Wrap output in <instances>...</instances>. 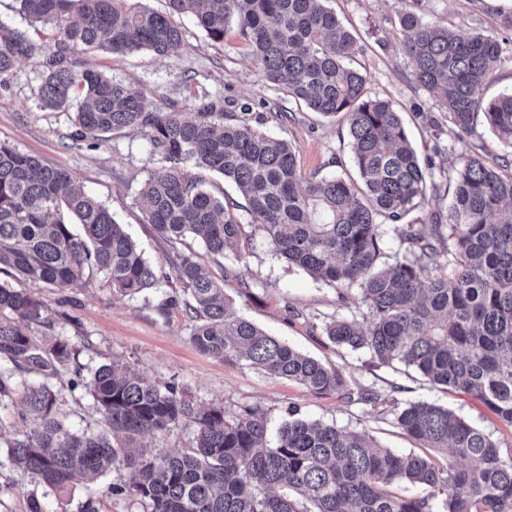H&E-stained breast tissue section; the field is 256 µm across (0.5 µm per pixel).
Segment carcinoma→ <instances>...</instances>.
Returning <instances> with one entry per match:
<instances>
[{
	"label": "carcinoma",
	"mask_w": 512,
	"mask_h": 512,
	"mask_svg": "<svg viewBox=\"0 0 512 512\" xmlns=\"http://www.w3.org/2000/svg\"><path fill=\"white\" fill-rule=\"evenodd\" d=\"M18 2L20 12L54 30L37 98L45 109L70 113V139L94 147L109 133L146 131L162 166L135 201L176 250V278L196 319L190 341L200 352L294 380L317 395H352L338 369L238 315L224 280L177 252L193 236L211 254L244 261L238 203L213 195L203 177L185 170L188 161L235 185L248 224L288 263L339 290H358L363 321L327 323L331 342L368 354L379 367H411L512 428V157H461L448 168V210H427L433 174L421 166L401 112L369 95L366 78L350 66L357 42L326 0H166L165 13L142 0ZM73 9L77 19L69 22ZM185 14L218 42L236 22L266 82L314 112L346 114L361 185L303 177L287 141L224 121L220 100L204 98L192 112L175 104L151 111L136 85L78 69V49L176 52L183 45L177 18ZM400 24L415 83L440 94L455 137H474L481 115L512 149V93L485 96L502 61L497 37L450 32L411 12ZM35 50L26 33L0 21V84ZM386 220L401 253L391 264L379 263ZM75 224L82 233L72 231ZM2 266L35 283L75 287L97 272L112 292L131 298L162 279L109 209L73 186L67 171L0 140ZM41 319L33 293L0 285V361L31 370L71 361L66 340L42 348L22 329ZM80 385L102 428L65 425L57 394L44 383L21 396L33 427L6 443L11 466L56 492L78 476L95 481L122 470V483L107 493L137 499L144 512H512V448L435 403L407 404L395 424L445 453L444 465L294 416L270 446L261 408L229 414L220 405L204 407L119 360L99 366L88 381L76 372L72 388ZM178 426L192 428L187 447L160 455L140 450L142 438ZM408 485L424 495L404 494Z\"/></svg>",
	"instance_id": "carcinoma-1"
}]
</instances>
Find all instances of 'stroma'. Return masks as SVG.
<instances>
[{
  "label": "stroma",
  "mask_w": 512,
  "mask_h": 512,
  "mask_svg": "<svg viewBox=\"0 0 512 512\" xmlns=\"http://www.w3.org/2000/svg\"><path fill=\"white\" fill-rule=\"evenodd\" d=\"M329 5L358 41L355 66L365 76L369 92L392 101L401 111L420 159L433 165L438 189L429 199L430 209L447 210L451 194L444 174L448 167L464 154L499 156L505 148L482 124L469 142L454 141L436 95L412 80V66L399 46V20L412 12L422 21L455 31L495 34L504 53L488 89L494 96L512 92V27L507 24L512 0H329ZM179 23L183 46L163 59L146 50L130 54L80 50L76 56L83 68L139 86L151 110L172 103L190 110L202 97L223 99L224 111L233 121L291 143L305 176L355 175L344 115L323 116L268 85L261 63L251 55L237 27H229L218 43L198 27L193 16L181 17ZM44 60L41 52L21 60L8 86L0 87V140L38 156L48 166L68 171L77 185L109 208L167 280L148 298L129 299L114 294L99 274L78 288L33 283L11 270L1 271L0 284L33 292L43 304L42 323L29 328L37 344L57 337L68 340L78 352L86 378L99 365L118 359L153 382L182 387L188 397L203 405L219 404L231 414L261 406L272 435L294 409L303 419L365 433L393 451L416 452L419 443L394 425L395 407L428 401L447 406L512 443V428L469 398L432 387L403 366H373L366 354L331 343L324 333L326 323L362 316L364 307L357 290H337L288 264L262 232L250 225L242 246L246 266L207 254L204 245L191 238L185 247L201 254L211 271L223 276L225 291L240 315L289 346L337 368L349 388H374L391 394L393 400L373 406L336 394L320 396L296 382L199 352L190 341L192 320L180 302L172 252L153 226L144 223L135 204L141 183L160 166L150 154L145 131L125 129L110 134L97 147L73 143L68 113L41 108L37 100ZM72 377L69 366L48 376L28 369L13 373L16 382L45 383L59 390L58 413L71 428L99 427L101 418L90 394L81 387L71 388ZM121 480V474L113 471L97 482L80 481L67 492L48 494L5 463L0 465V512H28L33 496L40 498L44 512H83L89 500L95 501L99 512H143L135 499L107 494V486Z\"/></svg>",
  "instance_id": "35a3bbf8"
}]
</instances>
